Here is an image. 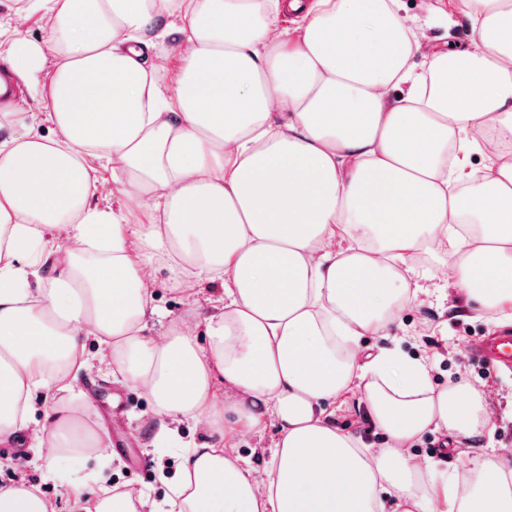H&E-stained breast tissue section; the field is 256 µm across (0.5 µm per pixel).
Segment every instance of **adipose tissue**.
<instances>
[{
  "label": "adipose tissue",
  "instance_id": "obj_1",
  "mask_svg": "<svg viewBox=\"0 0 512 512\" xmlns=\"http://www.w3.org/2000/svg\"><path fill=\"white\" fill-rule=\"evenodd\" d=\"M27 8L47 39L0 41V61L46 112L39 130L0 103V446L35 424L48 460H94L75 512H512V450L467 456L462 482L412 452L427 433L475 443L488 396L358 347L439 281L512 323V0ZM456 14L470 42L432 44ZM162 269L188 316L155 305ZM90 337L150 397L154 447L182 451L163 500L100 476L111 444L70 407ZM353 390L380 447L332 422ZM270 427L260 473L236 447ZM0 512L58 510L22 474Z\"/></svg>",
  "mask_w": 512,
  "mask_h": 512
}]
</instances>
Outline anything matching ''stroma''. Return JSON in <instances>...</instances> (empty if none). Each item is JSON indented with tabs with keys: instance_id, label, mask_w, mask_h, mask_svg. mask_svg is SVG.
<instances>
[{
	"instance_id": "35a3bbf8",
	"label": "stroma",
	"mask_w": 512,
	"mask_h": 512,
	"mask_svg": "<svg viewBox=\"0 0 512 512\" xmlns=\"http://www.w3.org/2000/svg\"><path fill=\"white\" fill-rule=\"evenodd\" d=\"M499 329L491 315H472L456 299L443 300L432 294L422 304L402 312L391 336H366L360 346H395L408 356L430 359L434 387L447 386L449 380L462 376L484 389L491 397L496 416L489 443L499 448L512 446V368L492 366L473 353L479 338ZM90 377L100 380L104 388L96 394L83 391L82 400L91 421L107 432L115 445L109 481L119 488L144 490L163 499L168 492L167 480L176 479L179 474L181 458L179 449L152 446L157 425L150 398L140 389L98 371H91ZM335 421L338 427L373 446H380L385 439L359 392L337 400ZM93 466L90 460L50 464L37 459L33 449L0 446V486L9 485L18 470H25L60 512H70L75 492L71 484L54 480L53 471H69L77 480Z\"/></svg>"
}]
</instances>
